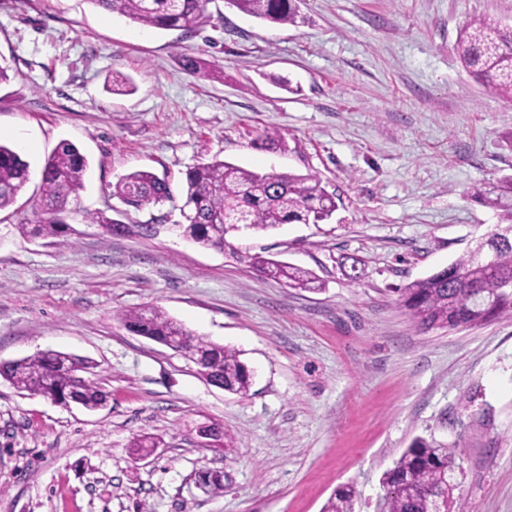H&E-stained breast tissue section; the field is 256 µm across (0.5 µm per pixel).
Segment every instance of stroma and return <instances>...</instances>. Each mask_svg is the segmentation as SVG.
<instances>
[{
  "instance_id": "stroma-1",
  "label": "stroma",
  "mask_w": 512,
  "mask_h": 512,
  "mask_svg": "<svg viewBox=\"0 0 512 512\" xmlns=\"http://www.w3.org/2000/svg\"><path fill=\"white\" fill-rule=\"evenodd\" d=\"M300 12L279 25L209 0L185 34L89 0H0V143L32 172L0 212V361L85 357L109 395L88 412L0 379V512H323L341 486L354 512H375L384 472L418 437L456 448L466 512H512V318L423 331L398 295L498 222L468 192L512 174V101L455 46L470 18L512 23V0H302ZM116 76L131 91L113 92ZM268 134L277 149L258 148ZM64 140L89 160L82 208L120 210L141 234L79 217L62 237L19 234ZM215 158L319 175L337 209L200 247L180 230L185 174ZM140 169L171 201L123 210L112 186ZM256 254L325 286L261 276ZM151 306L237 350L248 393L207 384L118 319ZM203 424L223 428V446L202 447ZM138 437L155 447L135 451ZM205 469L223 471V493L202 488Z\"/></svg>"
}]
</instances>
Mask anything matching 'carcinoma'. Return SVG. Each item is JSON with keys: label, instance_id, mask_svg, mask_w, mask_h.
<instances>
[{"label": "carcinoma", "instance_id": "cac0c4a2", "mask_svg": "<svg viewBox=\"0 0 512 512\" xmlns=\"http://www.w3.org/2000/svg\"><path fill=\"white\" fill-rule=\"evenodd\" d=\"M109 13L127 17L142 26L161 30L194 32L202 23L207 0H87ZM243 13L275 24L297 25L296 0H228ZM456 51L461 66L486 90L512 98V26L488 17H474L461 29ZM87 160L72 143L62 142L46 160L40 173V198L35 203L38 220L20 224L26 238H55L69 231L71 205L84 188ZM30 181L27 161L0 144V211L15 204ZM186 223L183 236L203 247L224 249L225 235L233 224H247L267 231L283 224H319L336 211V197L315 174L258 173L214 159L186 174ZM112 195L136 209L170 198L167 183L147 170L121 177ZM471 197L499 216L500 239L493 264H485L471 251L447 267L398 289L399 303L420 329L467 327L502 316H512V290L499 293L485 315L467 304L468 298L497 284L512 286V177L472 187ZM111 235L140 231L138 224H123L103 212L85 216ZM253 267L261 274L285 282L291 288L322 289L312 271L271 258L256 256ZM131 332L157 342L168 336H183L188 346L207 355L214 379L224 390L244 394L250 387V372L239 353L211 342L169 317L161 308L150 307L118 315ZM92 362L59 351H41L24 358L1 361L0 377L20 391L40 394L57 404L76 403L89 411L106 404L108 394L94 382L80 380ZM460 471L456 449L417 438L382 477L387 488L377 512H462L455 496ZM324 512H353V491L339 488Z\"/></svg>", "mask_w": 512, "mask_h": 512}]
</instances>
